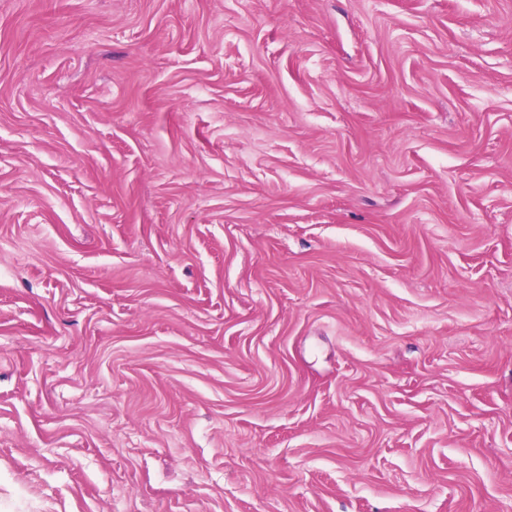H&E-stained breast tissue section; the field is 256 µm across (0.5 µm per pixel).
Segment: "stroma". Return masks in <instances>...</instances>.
I'll return each mask as SVG.
<instances>
[{
	"label": "stroma",
	"mask_w": 512,
	"mask_h": 512,
	"mask_svg": "<svg viewBox=\"0 0 512 512\" xmlns=\"http://www.w3.org/2000/svg\"><path fill=\"white\" fill-rule=\"evenodd\" d=\"M0 512H512V0H0Z\"/></svg>",
	"instance_id": "35a3bbf8"
}]
</instances>
